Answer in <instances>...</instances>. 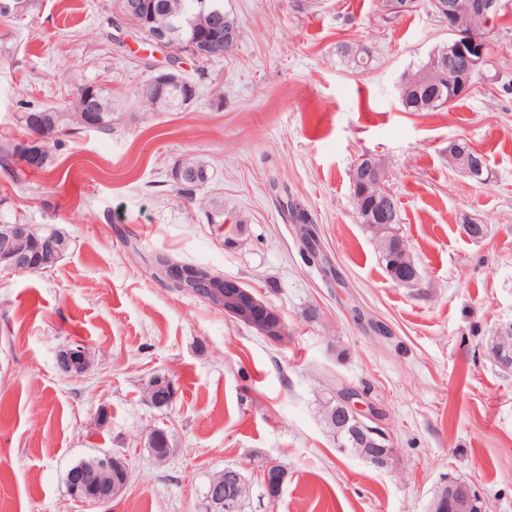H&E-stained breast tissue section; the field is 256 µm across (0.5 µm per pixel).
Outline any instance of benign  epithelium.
<instances>
[{
  "label": "benign epithelium",
  "instance_id": "obj_1",
  "mask_svg": "<svg viewBox=\"0 0 512 512\" xmlns=\"http://www.w3.org/2000/svg\"><path fill=\"white\" fill-rule=\"evenodd\" d=\"M435 13L448 22V43L437 48L428 63V69L448 75V82L459 92L471 87L472 80L481 75L489 62L491 43L487 26L492 18L503 10V0H433ZM153 40L150 45L172 59L188 55L197 57V49L182 50L181 34L184 25L177 22L161 8L152 20ZM214 39L206 47L215 49L224 46L229 51L239 37V30L230 22L213 27ZM181 80L180 68L170 67L155 75L154 95L163 92ZM27 164L39 167L44 163V146L40 138L33 136L23 143ZM448 157L455 168L471 178L483 172V159L459 143L448 141ZM385 170L366 156L355 176V182L365 192H373L375 210L367 213V223L375 233L387 231L388 226L397 223L398 201L385 188ZM33 224H7L0 229V272L18 274L35 267L42 257L56 254L57 248L51 238L39 239ZM163 276L183 291L203 299L217 307L236 322L243 324L259 335L277 339L285 335V326L276 308L256 296L238 281L222 277L199 266L186 267L168 261ZM512 333V326L497 328L489 341L488 353L504 367L512 369V342L506 336ZM58 362L62 370L73 375L84 373L89 364L87 352L82 344L76 343L61 351ZM150 403L158 408L169 406L175 399L172 382L163 376L151 378L146 387ZM358 393L343 391L336 394V415L333 423L338 433H347L363 443L356 449L367 463L377 469L389 465L392 449L383 445L387 436L381 428L375 427L373 411L363 412L352 400ZM287 472L276 463H269L264 469V484L270 497L279 495L285 483ZM128 481L123 459L112 453H104L76 466L68 476L70 495L89 506L107 503L120 495ZM442 507L448 512H486L485 504L463 481H450L442 492L434 497L430 510ZM231 504L224 501V474L213 476L205 493V512H229Z\"/></svg>",
  "mask_w": 512,
  "mask_h": 512
}]
</instances>
